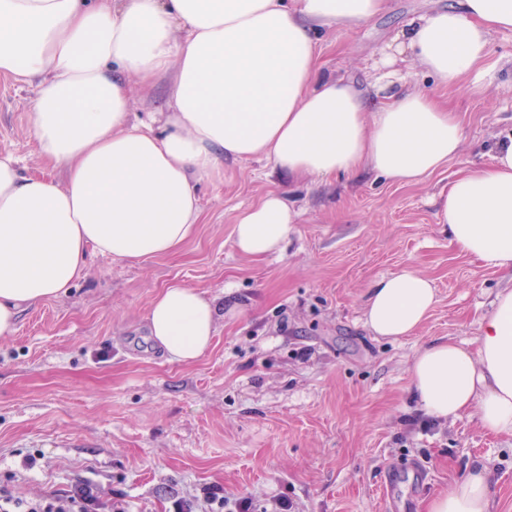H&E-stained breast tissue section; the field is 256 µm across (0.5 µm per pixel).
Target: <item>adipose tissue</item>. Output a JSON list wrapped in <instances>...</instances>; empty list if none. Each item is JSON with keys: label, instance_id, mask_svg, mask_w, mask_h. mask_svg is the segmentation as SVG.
I'll return each mask as SVG.
<instances>
[{"label": "adipose tissue", "instance_id": "ef3b65f1", "mask_svg": "<svg viewBox=\"0 0 512 512\" xmlns=\"http://www.w3.org/2000/svg\"><path fill=\"white\" fill-rule=\"evenodd\" d=\"M387 0H0V75L36 84L30 125L64 184L0 155V337L23 307L78 280L89 251L139 262L196 232L200 178L259 158L294 178L369 171L418 183L456 158L464 128L402 70L413 60L452 88L478 76L492 35L512 29V0H456L411 19L375 67L373 90L320 72L321 30L352 31ZM166 82L160 125L131 119V79ZM448 237L481 266L512 273V136L489 166L458 173L433 198ZM300 213L280 193L242 209L234 243L250 258L280 253ZM430 278L403 267L376 281L365 324L414 335L434 306ZM218 307L172 284L151 300L149 338L192 364L209 349ZM425 414L476 412L512 436V287L500 290L474 345L435 341L410 366ZM492 477L467 469L427 512H490Z\"/></svg>", "mask_w": 512, "mask_h": 512}]
</instances>
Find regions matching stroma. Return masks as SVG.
I'll return each mask as SVG.
<instances>
[{"mask_svg":"<svg viewBox=\"0 0 512 512\" xmlns=\"http://www.w3.org/2000/svg\"><path fill=\"white\" fill-rule=\"evenodd\" d=\"M452 2L389 0L357 30L320 33L324 72L373 85L397 30ZM402 69L463 124L446 167L400 185L367 171L297 182L263 160L225 163L199 181L198 230L177 252L135 263L90 252L65 293L20 313L0 338V485L30 499L92 479L107 512H168L177 498L209 512L210 485L249 498L253 512L281 496L295 512H426L481 464L493 477L490 512H512V436L472 412L430 421L409 371L430 342L474 343L496 293L512 286L450 243L431 204L512 133V30L493 34L479 90ZM36 97L35 85L0 75V153L59 182L29 123ZM277 190L301 213L294 234L280 255L241 256L238 213ZM405 266L433 280L436 302L413 336H375L366 294ZM173 283L224 305L211 348L191 365L147 340L150 302Z\"/></svg>","mask_w":512,"mask_h":512,"instance_id":"1","label":"stroma"}]
</instances>
